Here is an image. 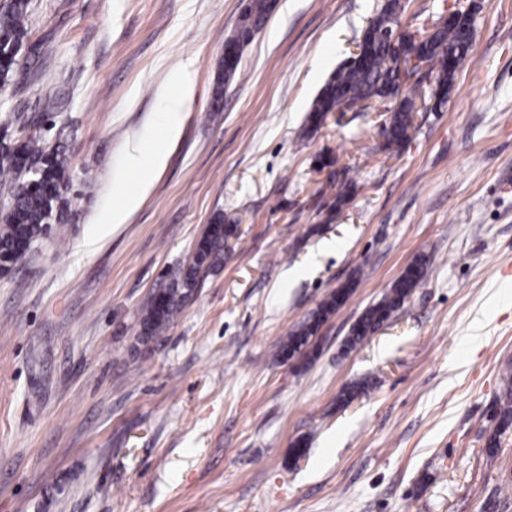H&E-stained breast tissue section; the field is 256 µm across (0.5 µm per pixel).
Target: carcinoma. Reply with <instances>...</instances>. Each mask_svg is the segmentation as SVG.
<instances>
[{"label":"carcinoma","instance_id":"1","mask_svg":"<svg viewBox=\"0 0 512 512\" xmlns=\"http://www.w3.org/2000/svg\"><path fill=\"white\" fill-rule=\"evenodd\" d=\"M270 11L268 0H250L249 16L254 29H260ZM404 11L400 0H385L377 15L364 29L362 37L372 52L363 66L344 63L327 81L314 100L308 128L314 130L330 112L340 111L351 101L402 100L385 120L387 145L399 148L409 141L414 130L416 95L403 90L398 82V61L386 44L387 34L399 25ZM29 0H8L0 8V84L6 85L15 72L18 55L28 33ZM425 61L435 84L424 101L447 102L457 72L470 59L472 33L463 32L436 19L428 35ZM453 63H448V59ZM39 166L44 184L24 187L32 178L31 166ZM9 182L19 189L11 206L0 215V262L16 264L26 257L34 243L45 235L47 227L63 221L71 206L68 196L70 175L65 150L50 145L40 135H28L0 148V183ZM236 231V225L224 223V213L213 215L205 233L197 241L191 261L167 272V281L158 293H150L141 307L137 340L148 344L163 335L197 293L204 279L224 263V247ZM429 259L418 257L375 304L366 308L350 330L345 345L352 350L368 339L383 322L389 320L423 279ZM353 285L347 282L325 297L307 318L289 331L278 350L281 358L296 355L312 357L311 338L350 297ZM503 393L498 397L489 451L498 447V436L512 428V368L503 377Z\"/></svg>","mask_w":512,"mask_h":512}]
</instances>
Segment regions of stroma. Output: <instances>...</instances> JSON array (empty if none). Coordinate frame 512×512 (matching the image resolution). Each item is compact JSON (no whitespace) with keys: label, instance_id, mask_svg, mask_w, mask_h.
<instances>
[{"label":"stroma","instance_id":"1","mask_svg":"<svg viewBox=\"0 0 512 512\" xmlns=\"http://www.w3.org/2000/svg\"><path fill=\"white\" fill-rule=\"evenodd\" d=\"M246 2H29L0 126L63 145L75 195L0 276V512H512V429L487 449L512 365V0H465L473 61L394 156L386 100L306 129L384 0H277L218 98ZM185 66L179 138L128 223L99 236L135 183L127 149L161 135ZM218 211L237 227L223 268L138 344L142 302ZM422 255L424 281L346 350ZM349 281L315 357L279 359ZM255 31L252 28H248L245 38H242L236 45L231 43H224V59H222L219 65V73L216 87V96L221 97L222 89L224 87V73L225 70L232 69L237 62L240 60V54L242 47L249 43Z\"/></svg>","mask_w":512,"mask_h":512}]
</instances>
